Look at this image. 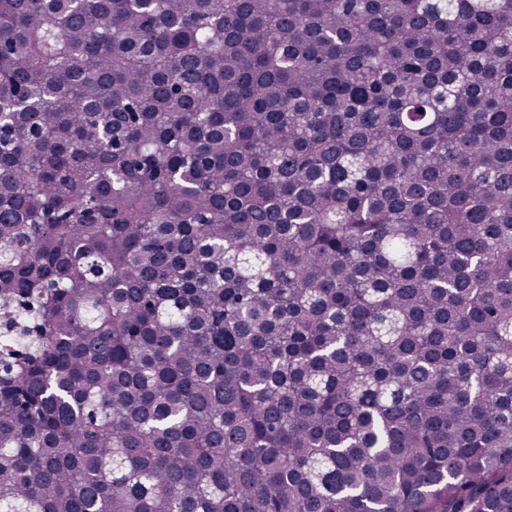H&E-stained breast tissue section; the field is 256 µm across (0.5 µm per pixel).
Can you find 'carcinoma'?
I'll list each match as a JSON object with an SVG mask.
<instances>
[{"label": "carcinoma", "mask_w": 512, "mask_h": 512, "mask_svg": "<svg viewBox=\"0 0 512 512\" xmlns=\"http://www.w3.org/2000/svg\"><path fill=\"white\" fill-rule=\"evenodd\" d=\"M0 512H512V0H0Z\"/></svg>", "instance_id": "carcinoma-1"}]
</instances>
